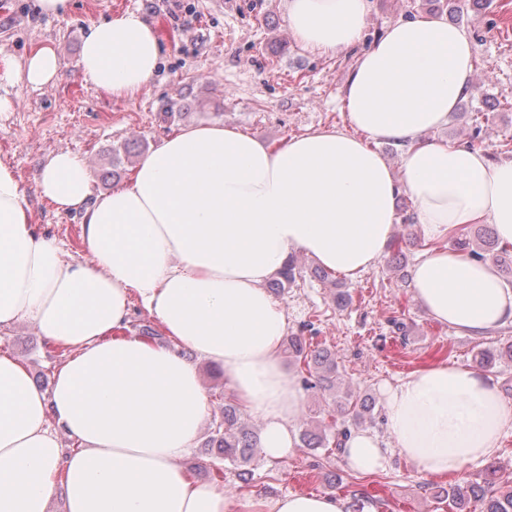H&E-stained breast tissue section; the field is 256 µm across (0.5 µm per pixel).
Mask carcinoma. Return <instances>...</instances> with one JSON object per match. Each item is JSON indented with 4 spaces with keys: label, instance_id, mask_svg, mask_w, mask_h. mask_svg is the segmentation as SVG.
Wrapping results in <instances>:
<instances>
[{
    "label": "carcinoma",
    "instance_id": "carcinoma-1",
    "mask_svg": "<svg viewBox=\"0 0 512 512\" xmlns=\"http://www.w3.org/2000/svg\"><path fill=\"white\" fill-rule=\"evenodd\" d=\"M454 247L471 257H490L500 268L502 277L512 283V249L499 244L494 234L487 228L467 231L456 238ZM288 358L297 367L307 372L302 377L306 389L333 391L340 372L336 358L326 348L313 347L302 336L288 337ZM476 361L483 367H492L506 361L512 363V338L498 339L497 345L477 352ZM371 410L368 398L348 392L336 402L331 418L341 416L343 422L361 423L365 413ZM209 447L215 449L217 457L234 465L250 462L259 447L258 432L241 422L239 408L233 402L224 401V431H216L211 436ZM450 512H471L470 507H479V512H512V485L498 481L497 470L493 466L485 468L480 482L467 481L465 485H454L445 491Z\"/></svg>",
    "mask_w": 512,
    "mask_h": 512
}]
</instances>
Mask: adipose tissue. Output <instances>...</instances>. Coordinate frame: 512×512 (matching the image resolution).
<instances>
[{
  "instance_id": "adipose-tissue-1",
  "label": "adipose tissue",
  "mask_w": 512,
  "mask_h": 512,
  "mask_svg": "<svg viewBox=\"0 0 512 512\" xmlns=\"http://www.w3.org/2000/svg\"><path fill=\"white\" fill-rule=\"evenodd\" d=\"M367 14L368 0H288L294 39L324 55L356 46ZM160 55L153 27L128 11L89 29L80 69L112 98H132ZM474 55L470 35L447 18H406L357 58L343 95L348 128L274 149L200 122L163 138L127 183L99 195L81 157L54 154L39 192L58 212L79 213L82 260L35 232L17 173L0 160V332L26 320L67 350L47 392L0 350V512H48L58 494L64 512H230L223 486L182 464L209 416L196 360L223 366L233 399L262 422L264 457L286 458L298 446L303 395L281 356L285 313L266 284L296 250L358 279L392 240L399 193L436 242L410 274L429 317L478 336L512 324V288L495 263L445 243L453 229L488 224L512 245V158L423 138L468 94ZM60 71L49 45L22 60L0 55L10 83L38 89ZM373 139L403 146L400 174ZM136 300L170 344L124 335ZM381 393L388 438L353 429L343 444L360 472L381 469L392 447L425 476L459 477L496 456L512 429V404L482 371L441 361ZM64 434L76 443L68 453ZM241 508L345 512L346 503L290 494Z\"/></svg>"
}]
</instances>
